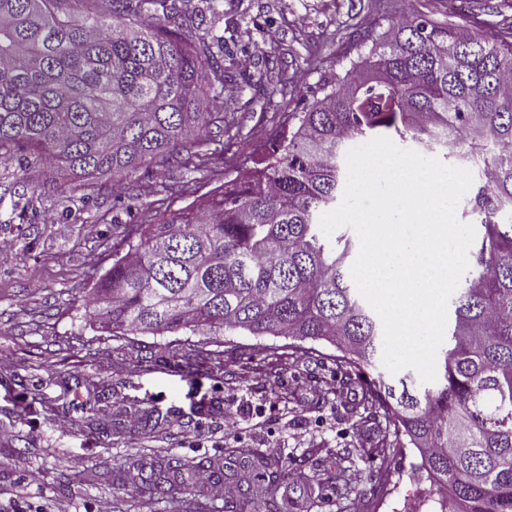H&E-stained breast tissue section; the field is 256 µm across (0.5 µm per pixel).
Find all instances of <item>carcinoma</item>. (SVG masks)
<instances>
[{
    "label": "carcinoma",
    "instance_id": "obj_1",
    "mask_svg": "<svg viewBox=\"0 0 512 512\" xmlns=\"http://www.w3.org/2000/svg\"><path fill=\"white\" fill-rule=\"evenodd\" d=\"M464 19L478 0H441ZM186 0H0V158L17 161L18 198L42 161L74 182L123 183L157 159L208 169L224 140L244 138L224 115L234 82ZM323 96L288 113V132L259 146L258 166L197 204L127 234V252L92 288L91 318L113 332L205 329L213 335L325 340L349 367L377 369L382 324L359 294L347 232L327 237L322 213L343 193L349 138L385 136L443 150L474 181L462 217L481 227L452 300L437 381L377 373L359 406L383 418L366 452L400 437L446 494L441 512H512V22L497 36L440 26L422 14L393 24ZM268 484L230 488L224 512L248 500L280 512ZM168 459L174 475L208 471Z\"/></svg>",
    "mask_w": 512,
    "mask_h": 512
}]
</instances>
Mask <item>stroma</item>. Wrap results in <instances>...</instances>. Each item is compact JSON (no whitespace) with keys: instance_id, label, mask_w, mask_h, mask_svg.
Segmentation results:
<instances>
[{"instance_id":"stroma-1","label":"stroma","mask_w":512,"mask_h":512,"mask_svg":"<svg viewBox=\"0 0 512 512\" xmlns=\"http://www.w3.org/2000/svg\"><path fill=\"white\" fill-rule=\"evenodd\" d=\"M236 77L224 99L246 137L225 148L207 174L154 164L126 189L131 209L112 206L111 178L94 190L64 189L66 175L33 170L44 224L0 223V512H222L223 497L195 479L169 478L165 496L133 487L129 465L144 473L161 460L207 458L235 483L249 448L287 458L278 492L288 512H425L430 483L416 448L387 462L361 456L376 435L353 414L359 387L336 397L345 368L336 348L307 340L291 352L284 336L188 330L160 334L102 331L85 312L93 284L121 251L125 227L154 223L221 188L251 166L253 145L273 139L327 78L345 75L368 46L352 32H386L412 13L457 25L438 0H189ZM250 68H242L243 56ZM292 83L282 86V72ZM170 191H160L161 183ZM199 365L187 375V361ZM328 393H320V386ZM107 418L114 433L88 424ZM384 487L383 499L370 487Z\"/></svg>"}]
</instances>
